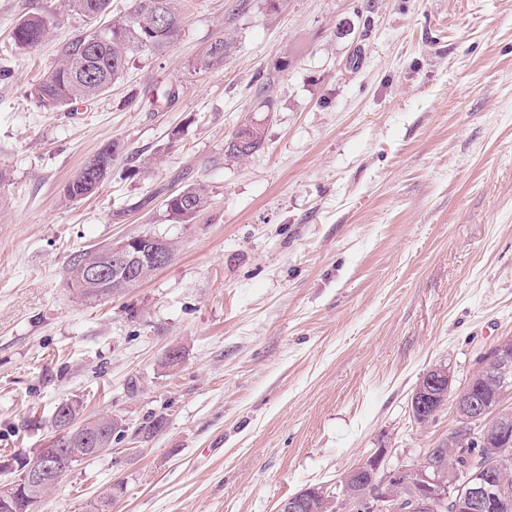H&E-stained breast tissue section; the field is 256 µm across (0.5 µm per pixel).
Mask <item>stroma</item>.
Instances as JSON below:
<instances>
[{
  "label": "stroma",
  "instance_id": "stroma-1",
  "mask_svg": "<svg viewBox=\"0 0 512 512\" xmlns=\"http://www.w3.org/2000/svg\"><path fill=\"white\" fill-rule=\"evenodd\" d=\"M176 5V43L60 113L26 92L87 21L0 0V453L50 447L64 401L125 424L38 512H91L117 482L111 512H277L381 448L413 469L458 425L450 402L414 421L424 373L461 389L512 339V0ZM31 12L49 37L21 50ZM219 39L223 68L189 74ZM248 120L263 149L225 154ZM113 141L96 192L66 200ZM196 186L209 209L170 221ZM144 234L176 244L148 280L68 288L76 252ZM49 22L37 13L26 15L20 19L13 31V41L21 49L37 47L48 33ZM114 150L110 153L109 150ZM122 146L119 143L111 142L103 146L96 154L102 162V166L95 170L90 179L87 178L88 172H83L84 164L76 175L66 184L64 189L65 198L69 200L83 199L93 194L103 180L108 176L112 161L122 152ZM106 159V160H105ZM166 212L170 220L180 224H189L203 214L210 200L201 187H188L166 199Z\"/></svg>",
  "mask_w": 512,
  "mask_h": 512
}]
</instances>
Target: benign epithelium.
<instances>
[{
	"mask_svg": "<svg viewBox=\"0 0 512 512\" xmlns=\"http://www.w3.org/2000/svg\"><path fill=\"white\" fill-rule=\"evenodd\" d=\"M132 239L112 244L109 251L112 262L122 264L133 273L140 270L138 255L134 252ZM492 373L512 369V341L498 344L485 361ZM447 371L437 367L421 378L414 390L410 406L416 415L423 417L439 411L447 402L450 388L443 383ZM455 408L464 413L462 419L485 425L491 420L481 401L464 393L455 400ZM489 444L482 443L484 467L462 479L457 470L435 466L424 462L408 474L390 473L380 475L382 452L367 458L362 464L344 472L337 480L339 493L335 496L321 489L320 512H436L449 509L451 512H484L499 500L503 484L496 474L501 472L500 463L506 457L498 450L487 451ZM53 448L39 449L35 461L24 468L23 473H13V459L0 462V473L9 478L0 481V506L12 508L16 498L23 497L25 508L35 510L36 504L55 486L58 476L57 464L53 461ZM309 499L297 492L281 501L278 512H303Z\"/></svg>",
	"mask_w": 512,
	"mask_h": 512,
	"instance_id": "1",
	"label": "benign epithelium"
}]
</instances>
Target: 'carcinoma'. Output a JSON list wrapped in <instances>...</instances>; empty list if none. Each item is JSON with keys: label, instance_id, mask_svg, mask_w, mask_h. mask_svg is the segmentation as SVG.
<instances>
[{"label": "carcinoma", "instance_id": "cac0c4a2", "mask_svg": "<svg viewBox=\"0 0 512 512\" xmlns=\"http://www.w3.org/2000/svg\"><path fill=\"white\" fill-rule=\"evenodd\" d=\"M65 11L74 12L92 21L85 30L75 35L61 52V63L29 89L30 98L48 112H55L76 100H92L106 94L112 84L120 79L135 53H152L162 50L181 34L182 17L175 0H133L128 15L112 21L107 28L93 25L109 8L110 0H60ZM49 22L37 13L20 19L13 31V41L21 49L37 47L48 33ZM230 46L223 40L209 44L191 65L189 73H210L224 67ZM232 137L237 157H250L264 144L260 124L247 121L241 124ZM122 152V146L111 142L97 153L102 166L92 177L83 171L66 184L65 198L83 199L93 194L108 176L112 161ZM210 205L204 189L188 187L166 199V212L171 220L189 224L203 214ZM109 248L86 249L73 256L68 269L67 285L88 298L112 294V279L94 286L82 283L81 269L107 254ZM467 389H472L492 411L509 422L507 435L512 437V412L502 408L504 396L512 390V371L505 376L490 377L483 371L475 372ZM477 430L459 425L448 440L429 450L428 455L443 458L455 465L460 472L471 471V464L464 458V449L476 447Z\"/></svg>", "mask_w": 512, "mask_h": 512}]
</instances>
